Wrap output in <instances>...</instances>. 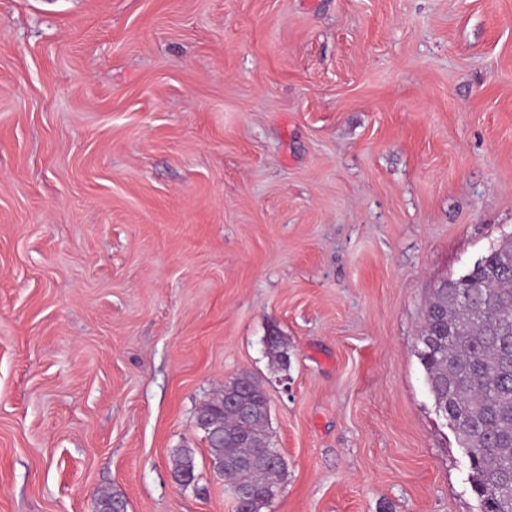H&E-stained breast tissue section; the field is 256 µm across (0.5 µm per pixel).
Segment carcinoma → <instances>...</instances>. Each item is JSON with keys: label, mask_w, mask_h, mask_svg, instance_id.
Returning a JSON list of instances; mask_svg holds the SVG:
<instances>
[{"label": "carcinoma", "mask_w": 512, "mask_h": 512, "mask_svg": "<svg viewBox=\"0 0 512 512\" xmlns=\"http://www.w3.org/2000/svg\"><path fill=\"white\" fill-rule=\"evenodd\" d=\"M268 352L288 363V341L279 332L269 338ZM418 358L434 401L448 408V424L470 456L469 480L483 512H512V244L479 259L455 288H437L425 311L418 336ZM248 390V415L229 408L221 395L206 405L223 419L224 436L204 435L213 460L249 457L267 435L268 398L252 378L235 379L224 391ZM285 466L270 460L256 467L230 468L224 482L252 487L251 497L236 512H262L276 494ZM173 475L196 480L189 448L173 459ZM122 497L102 490L96 512H120Z\"/></svg>", "instance_id": "obj_1"}]
</instances>
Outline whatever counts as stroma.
Segmentation results:
<instances>
[{"mask_svg": "<svg viewBox=\"0 0 512 512\" xmlns=\"http://www.w3.org/2000/svg\"><path fill=\"white\" fill-rule=\"evenodd\" d=\"M511 241L512 0H0V512H235L243 374L264 512H479L417 338ZM247 379H235L224 386V391L240 394L242 388L249 391L253 409L248 415H242L229 408L223 394L212 398L206 405L211 417L223 418L224 438L204 434L210 449L212 460H238L249 457L252 447L264 441L267 435L266 411L268 398L260 385L250 376ZM173 475L187 478V482L196 481V463L190 448H183L173 459ZM285 465L273 460L256 467H243L238 470L229 468L224 470V482H243L252 487V495L243 503L239 504L236 512H262L268 507L276 494L277 481Z\"/></svg>", "mask_w": 512, "mask_h": 512, "instance_id": "obj_1", "label": "stroma"}]
</instances>
